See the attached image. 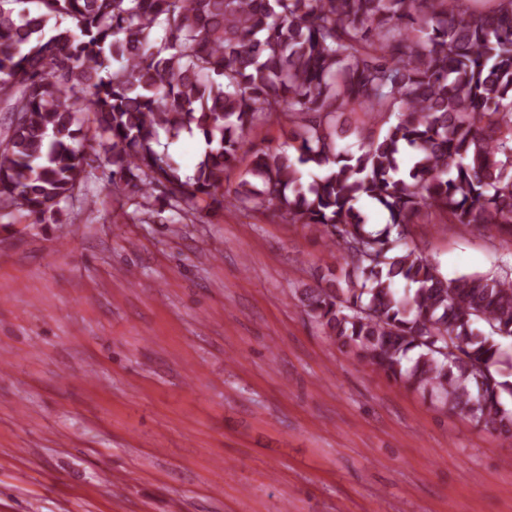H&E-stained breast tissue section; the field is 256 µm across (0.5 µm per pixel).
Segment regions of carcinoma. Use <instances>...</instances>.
<instances>
[{
  "mask_svg": "<svg viewBox=\"0 0 512 512\" xmlns=\"http://www.w3.org/2000/svg\"><path fill=\"white\" fill-rule=\"evenodd\" d=\"M271 119L288 141L259 148ZM0 125L19 222L56 219L100 170L150 213L307 227L339 253L299 298L332 342L512 441V267L450 278L407 241L427 208L512 234V0H0ZM194 129L184 176L159 136ZM363 200L388 213L377 231Z\"/></svg>",
  "mask_w": 512,
  "mask_h": 512,
  "instance_id": "cac0c4a2",
  "label": "carcinoma"
}]
</instances>
